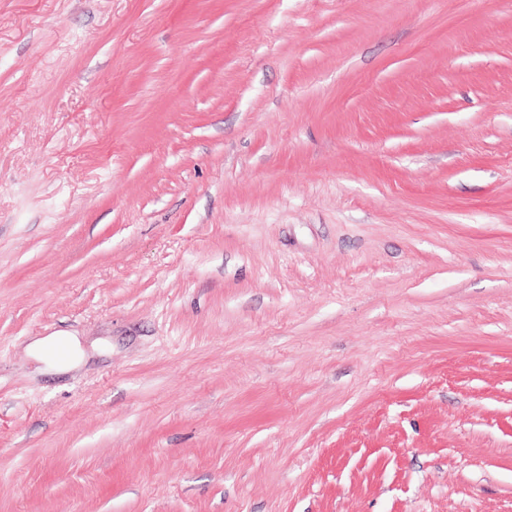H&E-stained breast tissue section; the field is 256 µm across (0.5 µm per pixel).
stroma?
Masks as SVG:
<instances>
[{"instance_id": "1", "label": "stroma", "mask_w": 512, "mask_h": 512, "mask_svg": "<svg viewBox=\"0 0 512 512\" xmlns=\"http://www.w3.org/2000/svg\"><path fill=\"white\" fill-rule=\"evenodd\" d=\"M0 512H512V0H0ZM30 349L37 355H49L52 363L59 370H71L78 367L82 361L80 343L75 336H48L35 339Z\"/></svg>"}]
</instances>
